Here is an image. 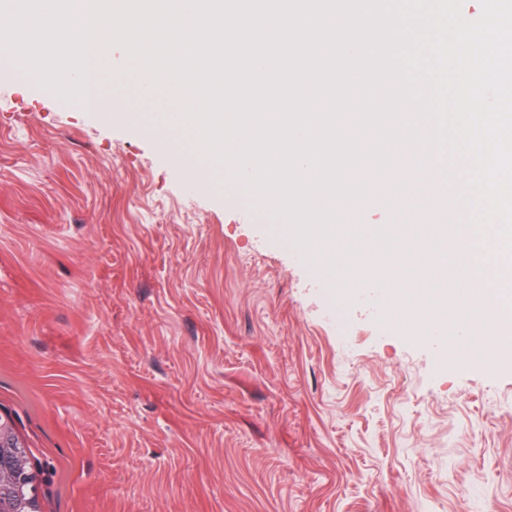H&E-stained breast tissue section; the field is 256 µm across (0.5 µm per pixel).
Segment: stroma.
Masks as SVG:
<instances>
[{
  "mask_svg": "<svg viewBox=\"0 0 512 512\" xmlns=\"http://www.w3.org/2000/svg\"><path fill=\"white\" fill-rule=\"evenodd\" d=\"M112 96L0 69V415L41 512H512V367L368 284L337 333L328 278ZM4 455L8 458L13 464H20L24 462V467L26 469L31 468V459L28 448L21 444L17 434L13 433V437L9 438L7 441H4L3 446L0 441V457L2 458Z\"/></svg>",
  "mask_w": 512,
  "mask_h": 512,
  "instance_id": "obj_1",
  "label": "stroma"
}]
</instances>
